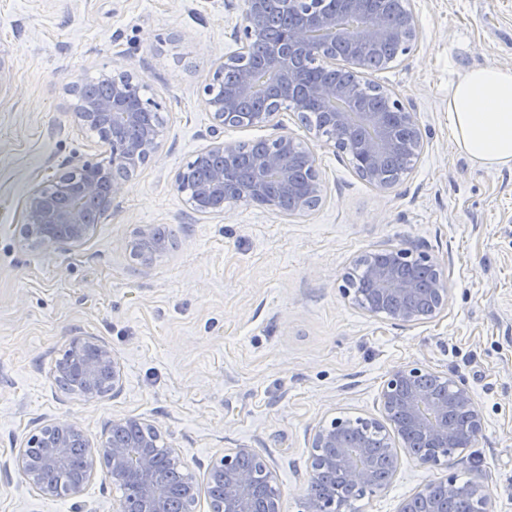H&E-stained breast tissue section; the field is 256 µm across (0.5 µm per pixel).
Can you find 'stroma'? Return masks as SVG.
Here are the masks:
<instances>
[{
  "instance_id": "35a3bbf8",
  "label": "stroma",
  "mask_w": 512,
  "mask_h": 512,
  "mask_svg": "<svg viewBox=\"0 0 512 512\" xmlns=\"http://www.w3.org/2000/svg\"><path fill=\"white\" fill-rule=\"evenodd\" d=\"M412 5L418 44L363 74L417 115L424 145L411 173L379 191L288 116L325 183L320 206L289 219L239 201L201 217L173 185L210 141L203 88L237 48L243 0H0L11 70L0 88V460L45 420L80 421L94 437L136 415L162 427L200 476L225 450L262 453L284 512H296L317 423L380 417L389 371L416 363L472 392L484 430L452 470L482 481L494 512H512V168L474 164L448 120L450 83L478 66L512 67V0ZM117 66L161 106L160 155L83 243L31 248L21 237L28 190L71 159L109 157L94 132L73 124L66 87ZM139 224L177 231L176 246L148 269L127 249ZM386 247L440 265L445 312L400 325L341 295L354 261ZM76 336L117 354L118 394L89 399L57 387L52 369ZM446 472L402 457L357 512H396ZM119 496L100 476L80 496L45 499L18 471L0 472V512H112Z\"/></svg>"
}]
</instances>
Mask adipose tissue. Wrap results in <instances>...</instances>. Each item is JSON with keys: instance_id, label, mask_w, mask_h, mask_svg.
Wrapping results in <instances>:
<instances>
[{"instance_id": "ef3b65f1", "label": "adipose tissue", "mask_w": 512, "mask_h": 512, "mask_svg": "<svg viewBox=\"0 0 512 512\" xmlns=\"http://www.w3.org/2000/svg\"><path fill=\"white\" fill-rule=\"evenodd\" d=\"M448 117L456 146L475 164L512 167V68L489 64L453 82Z\"/></svg>"}]
</instances>
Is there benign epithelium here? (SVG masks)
Returning a JSON list of instances; mask_svg holds the SVG:
<instances>
[{
	"mask_svg": "<svg viewBox=\"0 0 512 512\" xmlns=\"http://www.w3.org/2000/svg\"><path fill=\"white\" fill-rule=\"evenodd\" d=\"M267 0H245L241 22L235 27L238 50L224 56L212 82L204 87L211 115L210 144L175 175L174 185L197 214L224 212L227 187L234 167L242 164L248 176L235 182V200L257 203L286 215L298 216L316 208L323 199V180L315 154L304 147L280 120L284 112L318 115L308 130L333 151L344 154L368 184L386 191L396 183L382 173L384 158L409 150L416 154L423 135L415 113L400 94L377 87L385 110H369L355 90L357 68L364 51L374 45L397 42L391 62L408 55L419 39V26L411 0H385L389 9L368 15L371 0H281L293 23L279 41L265 37ZM261 48L264 69L272 81L259 85L247 62L254 47ZM103 94L79 92L72 116L81 128L97 126L100 138L111 145L112 155L97 164L71 161L66 169L29 190L24 202L21 234L33 248L56 249L81 243L90 234L96 206L99 216L137 176L140 168L157 157L166 128L144 122L145 114L159 105L143 99L139 84L128 77L115 80L104 73ZM240 122L272 126L280 133L259 150L240 159L241 145L224 139V128ZM132 259L152 267L170 251V241L152 224H140L129 240ZM384 264L366 267L374 295L349 288L342 278L341 293L370 315L384 313L401 324H418L448 307L450 289L440 266L427 254L413 255L407 248H387ZM69 365L57 363L55 378L76 366L82 373L84 396L117 394L123 387L119 357L104 342L75 337L70 342ZM383 418L333 417L323 420L310 437L308 469L312 475L338 471L345 496L308 487L300 512H352L354 502L381 492V480L369 460L370 449L349 441V428L358 426L377 434L379 452L397 471L401 454L417 455L426 466L452 468L459 442L474 444L483 433L484 415L469 388L446 374H435L417 364L391 370L380 393ZM137 432L128 444L106 426L91 438L76 421H51L28 433L14 456L0 467L16 468L28 484L46 499L79 496L100 474L123 491L113 512H163L166 499L181 496L180 512H198L201 487L196 473L183 465L177 451L164 442L149 420L128 416L120 420ZM210 512H282L277 473L252 448H235L215 457L206 474ZM492 512L485 485L466 486L454 474L416 490L399 505L398 512Z\"/></svg>",
	"mask_w": 512,
	"mask_h": 512,
	"instance_id": "1",
	"label": "benign epithelium"
}]
</instances>
